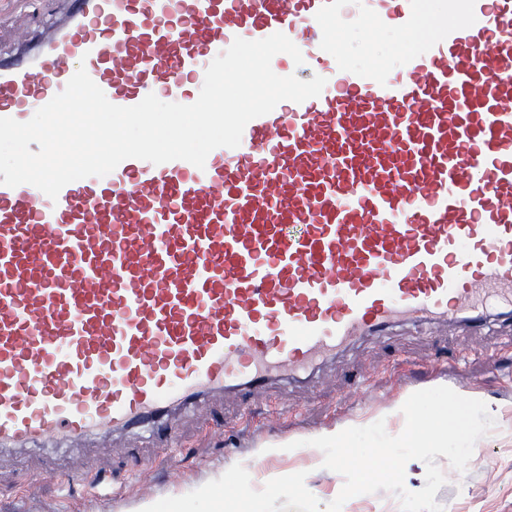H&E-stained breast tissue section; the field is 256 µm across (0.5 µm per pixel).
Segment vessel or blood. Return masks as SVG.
Masks as SVG:
<instances>
[{
    "label": "vessel or blood",
    "instance_id": "b4317fda",
    "mask_svg": "<svg viewBox=\"0 0 512 512\" xmlns=\"http://www.w3.org/2000/svg\"><path fill=\"white\" fill-rule=\"evenodd\" d=\"M0 58V117L28 121L85 67L107 99L194 103L235 38L280 32L301 103L204 168L0 184V447L155 428L173 410L297 380L399 324L512 311V0H64ZM365 27L415 38L344 64ZM370 45L379 55L390 59L410 47V43L402 42L392 35L371 43L363 29L342 32L328 47L335 51L338 49L343 63L360 65L365 61Z\"/></svg>",
    "mask_w": 512,
    "mask_h": 512
}]
</instances>
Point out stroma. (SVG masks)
<instances>
[{
	"label": "stroma",
	"mask_w": 512,
	"mask_h": 512,
	"mask_svg": "<svg viewBox=\"0 0 512 512\" xmlns=\"http://www.w3.org/2000/svg\"><path fill=\"white\" fill-rule=\"evenodd\" d=\"M61 7V0H0V51L28 41ZM330 46L348 65L362 64L371 50L393 58L406 48L392 35L369 41L361 29ZM359 374L367 389H357ZM436 386L482 400L494 419L465 472L436 456L447 478L436 502L443 512H512V468L499 464L512 457V328L495 321L478 335L459 323L424 333L397 328L350 346L303 382L215 396L209 413L172 414L174 451L155 447L141 431L101 434L68 448L0 450V512H150L163 501L179 512H237L225 492L230 484L252 491L260 512H324L344 479L323 468L309 439L379 420L399 434L405 400ZM99 477L122 486V495L95 493Z\"/></svg>",
	"instance_id": "stroma-1"
}]
</instances>
